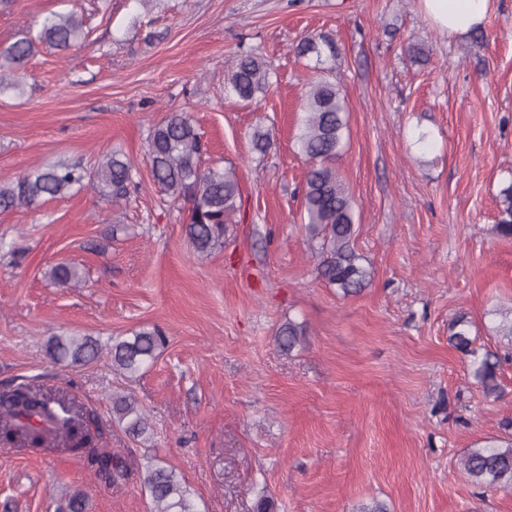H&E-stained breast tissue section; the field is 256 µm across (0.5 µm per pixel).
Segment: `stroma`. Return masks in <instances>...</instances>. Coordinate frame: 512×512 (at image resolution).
I'll return each mask as SVG.
<instances>
[{
  "mask_svg": "<svg viewBox=\"0 0 512 512\" xmlns=\"http://www.w3.org/2000/svg\"><path fill=\"white\" fill-rule=\"evenodd\" d=\"M53 12L83 16L88 36L67 52L38 46L25 82L0 91V180L56 163L89 171L115 151L141 190L117 203L88 185L0 212V387L64 390L104 447L133 468L172 465L201 512H256L262 498L269 512L374 499L389 512H512V489L478 488L462 465L512 439V345L495 331L512 317V238L492 231L512 184V0L460 41L419 0H0V47ZM318 34L336 43L348 106L337 167L371 270L349 297L318 278L303 222L294 140L313 72L292 48ZM249 49L275 69L256 106L224 94ZM175 110L191 114L206 165L240 183L224 244L205 255L186 236L187 203L145 159L150 128ZM59 263L78 268L77 285L51 282ZM462 318L503 358L498 399L449 341ZM289 321L305 334L285 353L275 334ZM153 327L165 343L134 378L46 351L54 336L106 348ZM116 393L137 400L150 440L114 422ZM76 494L85 512H152L137 476L107 485L63 453L0 451V512H59Z\"/></svg>",
  "mask_w": 512,
  "mask_h": 512,
  "instance_id": "1",
  "label": "stroma"
}]
</instances>
